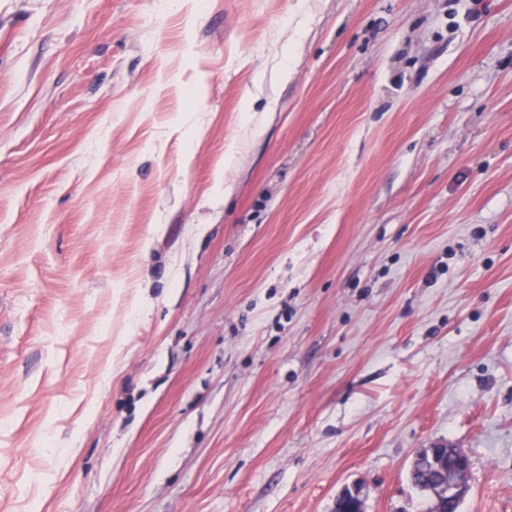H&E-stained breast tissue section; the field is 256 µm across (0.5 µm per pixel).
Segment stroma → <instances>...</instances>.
I'll return each instance as SVG.
<instances>
[{
	"mask_svg": "<svg viewBox=\"0 0 512 512\" xmlns=\"http://www.w3.org/2000/svg\"><path fill=\"white\" fill-rule=\"evenodd\" d=\"M512 512V0H0V512ZM409 477L414 487L426 498L428 505L427 512L437 511L435 502L432 498L430 490L432 489L431 480L432 476L423 467L415 468L409 471ZM470 467H468L465 471H462V474H465V477L460 481L449 482L447 486L442 487L439 490V494L445 497H448V504L442 509L444 512H458L460 508V504H453L455 502H460L462 499L468 496L470 492V486L467 482V475Z\"/></svg>",
	"mask_w": 512,
	"mask_h": 512,
	"instance_id": "35a3bbf8",
	"label": "stroma"
}]
</instances>
